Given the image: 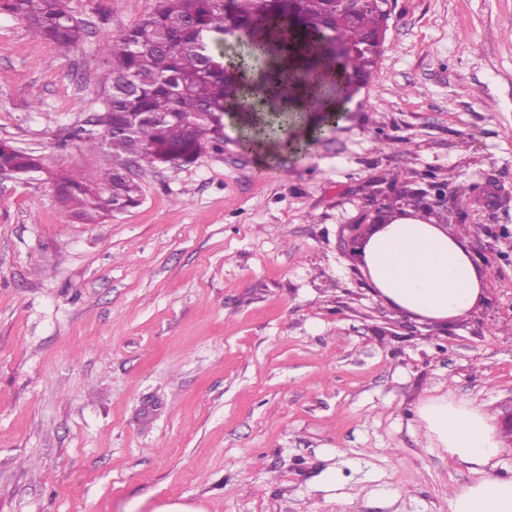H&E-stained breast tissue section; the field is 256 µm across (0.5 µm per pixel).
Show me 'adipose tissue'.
Masks as SVG:
<instances>
[{
	"label": "adipose tissue",
	"instance_id": "ef3b65f1",
	"mask_svg": "<svg viewBox=\"0 0 512 512\" xmlns=\"http://www.w3.org/2000/svg\"><path fill=\"white\" fill-rule=\"evenodd\" d=\"M362 265L385 303L431 323L466 315L483 288V275L464 237L408 215L392 218L367 239ZM417 414L428 440L479 475L453 490L451 512H512V477L481 474L502 444L487 413L443 396L421 401Z\"/></svg>",
	"mask_w": 512,
	"mask_h": 512
}]
</instances>
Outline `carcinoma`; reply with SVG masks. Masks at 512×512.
I'll use <instances>...</instances> for the list:
<instances>
[{"mask_svg": "<svg viewBox=\"0 0 512 512\" xmlns=\"http://www.w3.org/2000/svg\"><path fill=\"white\" fill-rule=\"evenodd\" d=\"M71 0H0V13L26 20L58 51L70 53L82 43L85 25L72 13ZM333 0H158L155 10L113 41L110 72L101 83L103 111L112 117L107 135L79 127L71 136L88 147L108 148L112 158L144 156L147 164H191L207 146L224 141L202 112H216L222 127L233 121L234 101L245 95L231 71L262 60L273 61L297 37L320 33L333 41L364 46L375 38L380 14L359 11L350 22L329 19ZM249 39L250 60L219 64L212 45L234 33ZM276 92L258 97L250 109L266 114L270 135L281 125L278 105L294 95L288 70L273 66ZM0 170L17 178L44 170L43 159L0 140ZM62 203L81 221L93 223L139 202V189L113 167L92 188L77 175L56 182Z\"/></svg>", "mask_w": 512, "mask_h": 512, "instance_id": "cac0c4a2", "label": "carcinoma"}]
</instances>
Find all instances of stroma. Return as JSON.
Here are the masks:
<instances>
[{
  "label": "stroma",
  "mask_w": 512,
  "mask_h": 512,
  "mask_svg": "<svg viewBox=\"0 0 512 512\" xmlns=\"http://www.w3.org/2000/svg\"><path fill=\"white\" fill-rule=\"evenodd\" d=\"M157 0H72L68 55L0 13V512H450L469 465L424 437L452 396L512 411V0H393L368 79L304 157L237 125L190 165L131 167L138 206L78 221L54 180L100 184L72 138L113 40ZM484 275L434 326L373 291L346 241L372 194L422 174ZM335 470L326 489L321 477ZM0 170H7L21 179L44 170L43 159L33 152L19 149L8 141L0 140Z\"/></svg>",
  "instance_id": "obj_1"
}]
</instances>
